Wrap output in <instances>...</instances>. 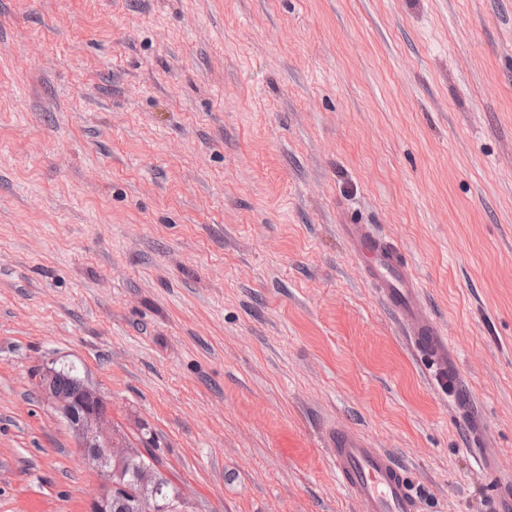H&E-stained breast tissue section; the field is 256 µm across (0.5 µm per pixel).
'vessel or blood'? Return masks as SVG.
Masks as SVG:
<instances>
[{
	"mask_svg": "<svg viewBox=\"0 0 512 512\" xmlns=\"http://www.w3.org/2000/svg\"><path fill=\"white\" fill-rule=\"evenodd\" d=\"M342 237L354 253L365 258L379 296L399 317L415 346L441 370H453L456 359L447 336L426 314L417 283L404 268L398 249L366 224H344ZM476 456L493 484L494 512H512V478L501 473L495 454L485 444L486 431L473 422ZM342 485L362 505L363 512H419L410 489L408 471L359 431L341 426L329 437Z\"/></svg>",
	"mask_w": 512,
	"mask_h": 512,
	"instance_id": "vessel-or-blood-1",
	"label": "vessel or blood"
}]
</instances>
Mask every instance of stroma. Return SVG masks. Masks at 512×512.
I'll list each match as a JSON object with an SVG mask.
<instances>
[{
    "instance_id": "obj_1",
    "label": "stroma",
    "mask_w": 512,
    "mask_h": 512,
    "mask_svg": "<svg viewBox=\"0 0 512 512\" xmlns=\"http://www.w3.org/2000/svg\"><path fill=\"white\" fill-rule=\"evenodd\" d=\"M393 242L457 360L337 230ZM151 432L189 512H362L336 426L421 512L512 474V0H0V512H86L39 386ZM476 457L478 458L486 475L493 484V501L495 508L493 512H511L512 511V478L501 473L493 448H487L485 444L486 431L481 422L475 420L471 425Z\"/></svg>"
}]
</instances>
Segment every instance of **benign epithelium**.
<instances>
[{"mask_svg":"<svg viewBox=\"0 0 512 512\" xmlns=\"http://www.w3.org/2000/svg\"><path fill=\"white\" fill-rule=\"evenodd\" d=\"M55 372L47 369L40 376L45 400L66 422L80 448L83 463L108 479L106 489L92 499L87 512H112V498L122 494L125 486L112 480V464L133 450L128 437L112 428V417L99 390L85 380L70 396L59 394L54 386ZM157 473L150 467L141 472L139 491L128 499V512H160L155 483Z\"/></svg>","mask_w":512,"mask_h":512,"instance_id":"benign-epithelium-1","label":"benign epithelium"}]
</instances>
